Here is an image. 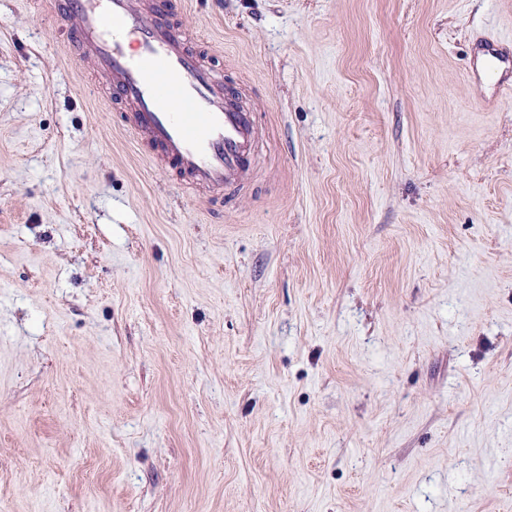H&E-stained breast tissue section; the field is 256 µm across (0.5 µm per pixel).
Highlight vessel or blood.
I'll return each mask as SVG.
<instances>
[{
	"label": "vessel or blood",
	"mask_w": 512,
	"mask_h": 512,
	"mask_svg": "<svg viewBox=\"0 0 512 512\" xmlns=\"http://www.w3.org/2000/svg\"><path fill=\"white\" fill-rule=\"evenodd\" d=\"M48 9L72 20V42L108 76L112 101L128 107L129 130L151 147L154 165L193 190L236 181L251 115L225 102L217 72L188 49L167 0L149 14L138 0H49Z\"/></svg>",
	"instance_id": "vessel-or-blood-1"
}]
</instances>
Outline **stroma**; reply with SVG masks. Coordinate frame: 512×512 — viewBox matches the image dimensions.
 <instances>
[{"mask_svg":"<svg viewBox=\"0 0 512 512\" xmlns=\"http://www.w3.org/2000/svg\"><path fill=\"white\" fill-rule=\"evenodd\" d=\"M243 188L151 164L0 0V512H512V0H177Z\"/></svg>","mask_w":512,"mask_h":512,"instance_id":"1","label":"stroma"}]
</instances>
